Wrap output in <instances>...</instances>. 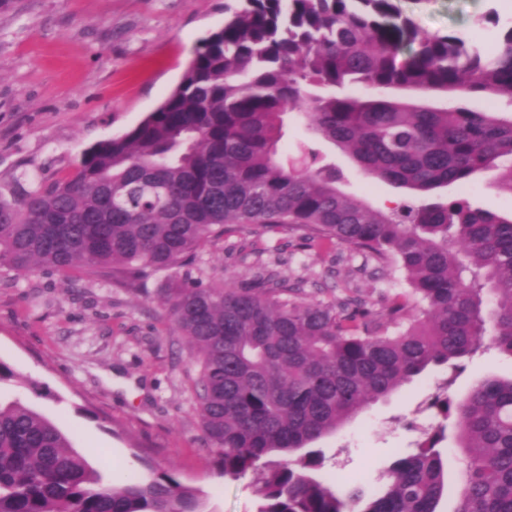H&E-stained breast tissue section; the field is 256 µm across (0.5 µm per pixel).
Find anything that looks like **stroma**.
Listing matches in <instances>:
<instances>
[{"instance_id": "stroma-1", "label": "stroma", "mask_w": 512, "mask_h": 512, "mask_svg": "<svg viewBox=\"0 0 512 512\" xmlns=\"http://www.w3.org/2000/svg\"><path fill=\"white\" fill-rule=\"evenodd\" d=\"M230 0H14L0 10V184L25 172L47 182L74 172L83 151L123 134L154 111L179 83L195 44L224 23ZM430 34L464 31L496 45L512 22V0H395ZM493 11L498 25L479 23ZM335 162L345 192L375 208L404 199L405 189L365 177L349 158L306 128L288 122L282 156L302 144ZM472 207L512 216V196L478 174ZM305 228L280 225L261 237L228 232L191 267L206 284H238L274 270L304 284L305 300L354 292L373 308L407 290L396 265L345 245L308 248ZM164 274L140 293L79 271L29 275L0 269V361L15 372L0 399L21 400L67 433L91 464H112V481L175 465L183 483L203 492L208 512H256V474L233 481L215 474L200 430L193 387L199 368L167 311L154 301ZM452 391L463 395L488 374L512 375V358L490 349L465 359ZM445 367L403 385L320 441L322 473L362 476L375 487L397 455L414 452L417 431L442 423L426 408Z\"/></svg>"}]
</instances>
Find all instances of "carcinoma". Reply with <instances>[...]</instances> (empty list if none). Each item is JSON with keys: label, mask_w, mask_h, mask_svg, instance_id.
<instances>
[{"label": "carcinoma", "mask_w": 512, "mask_h": 512, "mask_svg": "<svg viewBox=\"0 0 512 512\" xmlns=\"http://www.w3.org/2000/svg\"><path fill=\"white\" fill-rule=\"evenodd\" d=\"M360 86L366 98L347 93ZM485 93L512 105V27L494 48L430 35L394 0H238L195 46L177 87L122 135L83 152L75 172L0 186V268L81 270L130 292L167 273L154 300L200 366L194 391L217 475H259L256 512H439L448 460L463 449L452 512H512V377L488 376L440 406L454 414L367 487L327 480L315 443L432 366L489 345L512 357V217L433 200L499 172L512 196V119L437 109L391 91ZM345 153L365 176L409 191L385 209L341 190L309 147L279 157L285 118ZM309 229L404 271L407 294L375 310L358 296L303 299L266 270L205 285L192 265L225 226ZM0 512H205L173 466L121 486L51 420L0 403Z\"/></svg>", "instance_id": "obj_1"}]
</instances>
